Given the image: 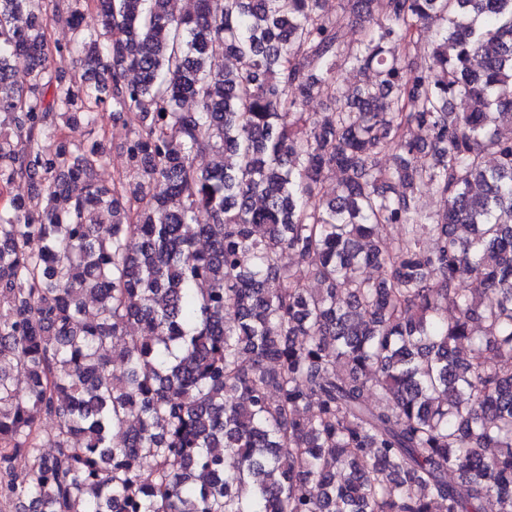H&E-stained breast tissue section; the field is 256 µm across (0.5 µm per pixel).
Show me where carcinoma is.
I'll list each match as a JSON object with an SVG mask.
<instances>
[{
	"instance_id": "cac0c4a2",
	"label": "carcinoma",
	"mask_w": 512,
	"mask_h": 512,
	"mask_svg": "<svg viewBox=\"0 0 512 512\" xmlns=\"http://www.w3.org/2000/svg\"><path fill=\"white\" fill-rule=\"evenodd\" d=\"M50 2L65 45L45 0H0V189L33 186L0 208V497L512 512V0ZM108 105L110 185L102 143L56 130ZM45 26L47 34L52 44H66L71 38V28L63 18H59L53 14L52 9L47 10L45 16ZM98 137L107 148L106 162L99 170V177L103 183L111 184L113 173L123 164L122 146L127 137V129L123 121L112 119V107L104 114V120L98 129Z\"/></svg>"
}]
</instances>
